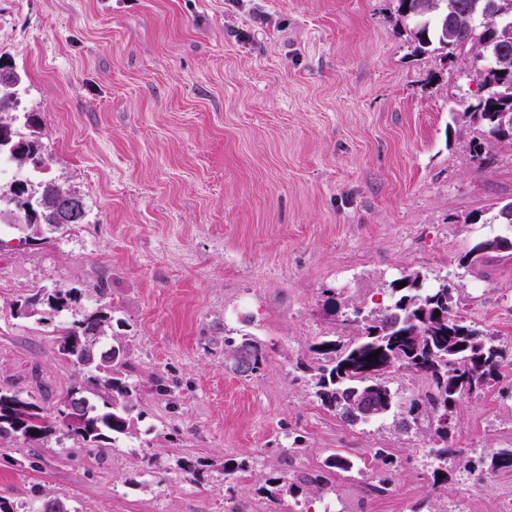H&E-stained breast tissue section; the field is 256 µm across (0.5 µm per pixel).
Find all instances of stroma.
Listing matches in <instances>:
<instances>
[{"label":"stroma","mask_w":512,"mask_h":512,"mask_svg":"<svg viewBox=\"0 0 512 512\" xmlns=\"http://www.w3.org/2000/svg\"><path fill=\"white\" fill-rule=\"evenodd\" d=\"M413 32L399 0H0V56L25 75L41 177L90 207L62 232L0 226V388L51 416L79 384L56 325L13 310L77 287L84 307H111L144 412L101 448L0 437V498L72 512H496L488 485L512 474L471 463L512 446L498 388L462 397L436 481L429 414L399 425L427 378L390 373L396 414L350 425L309 372L311 345L350 336L346 316L385 311L391 283L414 273L449 280L463 316L512 345V257L459 264L501 231L490 218L512 202V148L461 120L479 91L471 66L417 54ZM245 334L264 352L248 377L224 354ZM160 378L177 381L172 395ZM334 453L351 469L316 487ZM271 477L296 494L272 503Z\"/></svg>","instance_id":"35a3bbf8"}]
</instances>
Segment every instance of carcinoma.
I'll list each match as a JSON object with an SVG mask.
<instances>
[{
  "label": "carcinoma",
  "instance_id": "1",
  "mask_svg": "<svg viewBox=\"0 0 512 512\" xmlns=\"http://www.w3.org/2000/svg\"><path fill=\"white\" fill-rule=\"evenodd\" d=\"M400 9L416 19L414 39L421 53L444 52L454 61L460 57L476 63L475 75L484 94L467 107L463 116L483 129V132L512 145V125L501 126L499 115L512 113V10L504 11L501 0H400ZM24 81L22 73L8 62H0V156L18 166L30 164L33 170L43 168L41 144L27 138L16 128L13 111L18 105V91ZM60 185L41 180L16 178L9 187L6 201L25 209V223L30 215L42 224L55 226L52 205ZM504 237L497 235L478 242L465 256L477 262L489 251L499 250ZM393 283V302L386 313L373 318L354 312L348 319L358 333L346 342L322 339L311 347L318 355L314 368L316 396L321 404L334 411L345 422L355 425L369 422L358 420L350 413L349 401L356 390L367 386L365 373L381 377L385 392H391L387 381L393 365L426 376L429 388L418 401L429 405V412L442 405L457 404L463 394L472 395L501 381L502 366L508 350L496 343V337L479 329L459 315L448 292V284L427 288L418 275H404ZM84 291L80 288H44L16 306L24 316H40V321L55 319L82 307ZM111 320L108 306L101 304L85 309L79 319L65 322L58 329V354L83 372V379L73 388V409L81 421L72 427L61 424L58 417L42 414L33 398L0 390V436H11L24 443L38 441L65 431L85 448H99L104 443H117L132 434L137 413V388L125 374L126 345L116 339L112 346L99 347L100 337L107 333ZM229 348L233 370L241 364H253L259 370L264 355L257 341L242 337L240 342L224 338ZM378 353V359L368 356ZM500 354L497 369H484L485 356ZM39 434H32V430ZM436 446L429 454L441 463L448 462L451 448L448 434L434 431ZM326 469L312 479L324 485L334 470L346 471L350 463L342 456L331 455ZM486 468L497 473H512V448H493L479 457L474 468ZM270 500L293 492V484L284 477L268 480Z\"/></svg>",
  "mask_w": 512,
  "mask_h": 512
}]
</instances>
